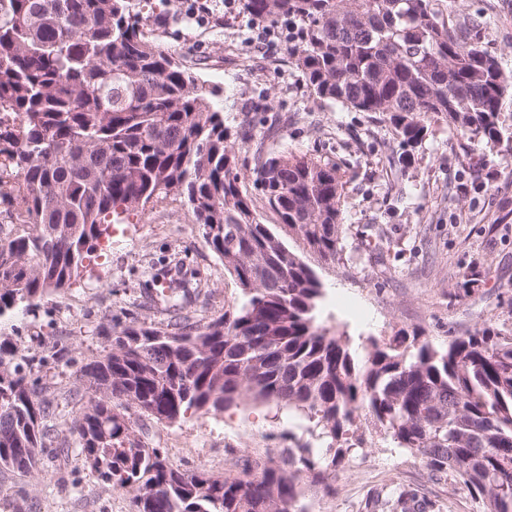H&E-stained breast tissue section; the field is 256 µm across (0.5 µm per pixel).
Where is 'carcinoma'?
<instances>
[{
  "label": "carcinoma",
  "mask_w": 512,
  "mask_h": 512,
  "mask_svg": "<svg viewBox=\"0 0 512 512\" xmlns=\"http://www.w3.org/2000/svg\"><path fill=\"white\" fill-rule=\"evenodd\" d=\"M271 23L298 21L294 63L318 98L387 123L406 166L434 118L512 152L506 73L483 22L445 23L433 0H241ZM133 0H0V320L32 311L87 271L112 225L148 204L181 201L237 281L224 313L186 312L170 289L167 319L113 330L64 393L63 432L44 356L0 336V471L29 473L75 444L84 465L131 489L130 512H309L305 480L332 492L329 469L364 426L410 452L431 480L464 487L479 512H512V333L488 327L436 348L400 333L349 340L316 321L314 270L261 223L242 190L214 90L149 40ZM252 174L280 228L339 258L340 169L293 152H257ZM274 400L315 421L331 460L310 444L286 457L241 458L236 475L182 470L136 433L127 409L161 424ZM367 512H444L411 486Z\"/></svg>",
  "instance_id": "cac0c4a2"
}]
</instances>
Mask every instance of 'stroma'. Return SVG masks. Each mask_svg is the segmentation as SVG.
<instances>
[{
    "mask_svg": "<svg viewBox=\"0 0 512 512\" xmlns=\"http://www.w3.org/2000/svg\"><path fill=\"white\" fill-rule=\"evenodd\" d=\"M135 2L149 37L217 88L213 105L240 159L259 148L289 151L344 173L341 260L326 263L287 243L323 284L322 326L349 336L357 351L368 338L401 330L436 346L482 327L512 331V159L438 120L400 170L387 123L310 92L288 55L285 23L246 14L241 0H211L209 13L197 16L181 0ZM434 7L443 20L481 18L484 42L512 72V0H434ZM150 263L160 277L211 290L201 307L208 316L223 313L240 292L190 208L173 201L116 225L110 244L92 258L93 276L1 322L0 335L21 337L32 353L40 352V337H54L61 356L45 372L66 387L106 346L114 324L161 320L150 301L158 287L144 273ZM134 422L175 465L216 476L230 472L237 456L263 458L311 439L308 421L273 401L248 400L172 425L140 416ZM396 483L449 498L452 512H473L466 494L430 481L414 457L372 429L337 467L335 493L310 482L302 492L310 512H364L377 490ZM130 498L90 473L74 447L65 470L46 462L25 476L0 472V512H129Z\"/></svg>",
    "mask_w": 512,
    "mask_h": 512,
    "instance_id": "35a3bbf8",
    "label": "stroma"
}]
</instances>
